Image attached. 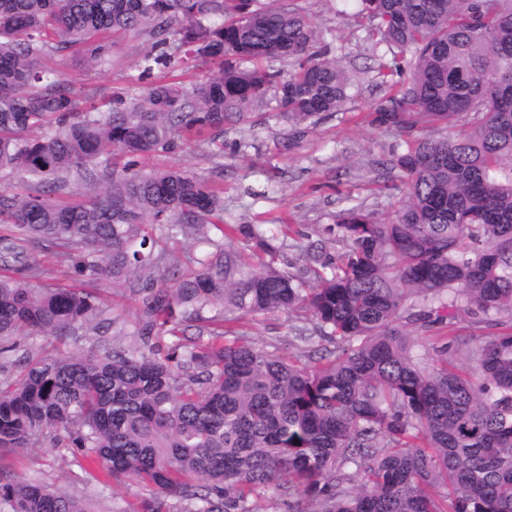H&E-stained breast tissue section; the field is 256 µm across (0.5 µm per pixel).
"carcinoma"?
<instances>
[{"instance_id":"cac0c4a2","label":"carcinoma","mask_w":512,"mask_h":512,"mask_svg":"<svg viewBox=\"0 0 512 512\" xmlns=\"http://www.w3.org/2000/svg\"><path fill=\"white\" fill-rule=\"evenodd\" d=\"M365 39L392 54L369 105L397 134L406 176L388 217L352 205L308 240L224 223V189L141 162L247 119L274 91L295 126L340 111L354 83L321 33L260 0H0V460L49 435L99 484L147 494L121 512H512V0H358ZM149 45L168 75L106 111L81 107L44 64L70 49L110 63L108 36ZM187 55L219 64L186 85ZM295 59L283 72L271 63ZM83 185L77 205L49 200ZM346 243L332 253L330 236ZM192 237L185 257L164 244ZM242 239L256 263L233 247ZM66 259L79 286L51 288L29 259ZM91 281L133 286L134 321L106 316ZM305 309L313 365L257 347L246 319ZM465 313L497 332L457 333ZM207 324L209 339L179 334ZM116 327L129 344L31 356L22 336ZM440 332L421 352L409 327ZM173 338L169 342L166 337ZM0 512H96L44 482L0 471Z\"/></svg>"}]
</instances>
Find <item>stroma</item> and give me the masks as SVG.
<instances>
[{
    "label": "stroma",
    "mask_w": 512,
    "mask_h": 512,
    "mask_svg": "<svg viewBox=\"0 0 512 512\" xmlns=\"http://www.w3.org/2000/svg\"><path fill=\"white\" fill-rule=\"evenodd\" d=\"M292 4L311 17L355 79L354 99L341 112L295 128L268 119L276 107L270 96L253 107L250 122L225 129L223 153L213 155L196 144H184L151 158L149 164L175 165L222 183L225 223L291 225L288 260L299 267L301 245L332 223L338 211L359 204L386 216L399 206L404 189L401 173L388 162L395 134L372 127L366 118L369 104L388 93L376 76L382 50L363 40L355 20L343 14L341 0ZM113 41L107 67H90L84 56L72 52L50 61L80 99L100 108L111 102L113 93L138 87V63L147 49L131 32L116 33ZM309 324L307 313L299 310L257 318L243 329L256 346L292 357L301 353L294 340L297 328ZM4 464L10 475L41 480L66 495L92 497L98 512H116L144 493L142 486L130 481L95 489L71 454L50 439L42 447L10 454Z\"/></svg>",
    "instance_id": "35a3bbf8"
}]
</instances>
